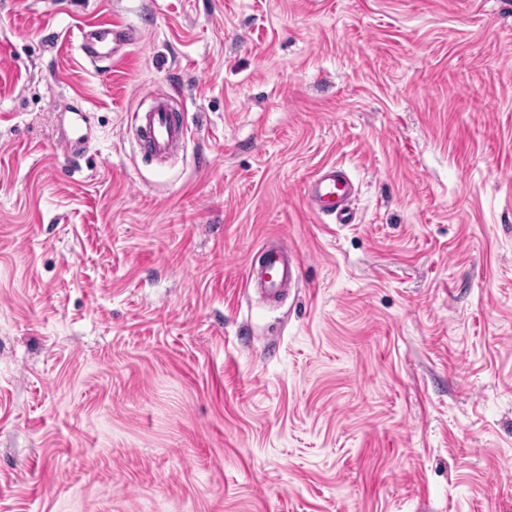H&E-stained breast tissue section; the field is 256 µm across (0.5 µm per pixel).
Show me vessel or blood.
Instances as JSON below:
<instances>
[{
  "label": "vessel or blood",
  "mask_w": 512,
  "mask_h": 512,
  "mask_svg": "<svg viewBox=\"0 0 512 512\" xmlns=\"http://www.w3.org/2000/svg\"><path fill=\"white\" fill-rule=\"evenodd\" d=\"M136 39L135 31L118 22H100L82 32L78 49L82 57L94 66L111 62L122 47ZM151 105L147 111L131 112L129 125L137 135L141 149L149 156L165 159L184 140L187 128L171 113V94L158 88L150 92ZM355 194L354 183L337 164L322 166L304 190V203L315 214L338 224L350 223L349 205ZM297 254L278 244L264 247L256 261L250 262L245 285L257 289L269 301H278L287 288L299 278Z\"/></svg>",
  "instance_id": "obj_1"
}]
</instances>
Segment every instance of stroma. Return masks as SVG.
<instances>
[{
    "label": "stroma",
    "mask_w": 512,
    "mask_h": 512,
    "mask_svg": "<svg viewBox=\"0 0 512 512\" xmlns=\"http://www.w3.org/2000/svg\"><path fill=\"white\" fill-rule=\"evenodd\" d=\"M0 512H512V0H0ZM81 32L78 50L82 57L103 72V63L112 61L123 46L136 40L135 31L122 23L100 22ZM151 105L145 112H131L129 125L136 132L140 148L149 156L163 160L187 136V127L171 113V93L157 88L150 92ZM355 194L354 183L341 165H323L304 190L306 207L336 224H350L349 205ZM300 262L297 254L283 244L264 247L258 263L251 260L245 279L246 288H257L268 301L276 302L298 282Z\"/></svg>",
    "instance_id": "35a3bbf8"
}]
</instances>
